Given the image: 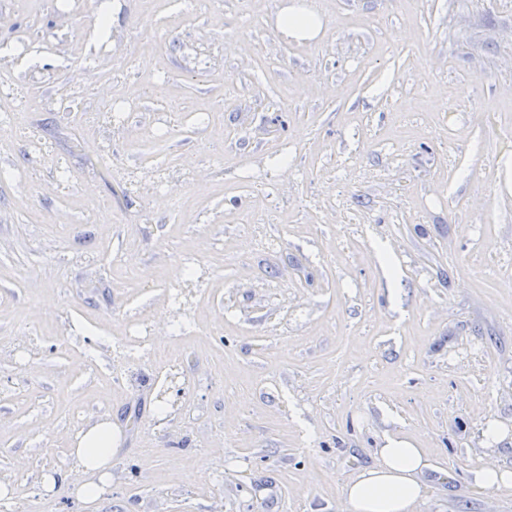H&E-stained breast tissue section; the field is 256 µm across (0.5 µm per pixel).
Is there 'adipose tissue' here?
I'll use <instances>...</instances> for the list:
<instances>
[{"label": "adipose tissue", "mask_w": 512, "mask_h": 512, "mask_svg": "<svg viewBox=\"0 0 512 512\" xmlns=\"http://www.w3.org/2000/svg\"><path fill=\"white\" fill-rule=\"evenodd\" d=\"M325 17L311 0H280L275 26L285 38L316 43ZM122 443L119 429L103 418L81 430L69 450L70 460L86 477L75 490L83 507L95 506L112 479V459ZM375 465L362 468L341 487L340 512H422L428 498L427 471L432 468L425 449L405 437L388 434L375 448Z\"/></svg>", "instance_id": "adipose-tissue-1"}]
</instances>
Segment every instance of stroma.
<instances>
[{"mask_svg": "<svg viewBox=\"0 0 512 512\" xmlns=\"http://www.w3.org/2000/svg\"><path fill=\"white\" fill-rule=\"evenodd\" d=\"M98 2L0 0V54L42 47L0 67L32 100L0 131L13 512H82L68 452L105 416L94 512H336L392 433L427 512H512L470 481L512 467V0H314L312 45L279 0H119L89 66ZM140 322L170 366L119 362ZM324 14L312 2L284 0L275 14V26L285 38L301 44L316 43L323 31Z\"/></svg>", "mask_w": 512, "mask_h": 512, "instance_id": "35a3bbf8", "label": "stroma"}]
</instances>
